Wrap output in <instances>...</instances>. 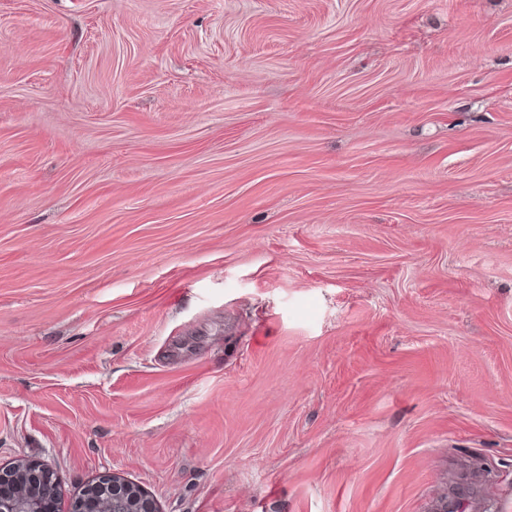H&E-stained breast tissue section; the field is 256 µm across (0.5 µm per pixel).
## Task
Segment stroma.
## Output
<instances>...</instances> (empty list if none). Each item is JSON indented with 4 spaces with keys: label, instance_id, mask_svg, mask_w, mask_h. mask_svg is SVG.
<instances>
[{
    "label": "stroma",
    "instance_id": "obj_1",
    "mask_svg": "<svg viewBox=\"0 0 512 512\" xmlns=\"http://www.w3.org/2000/svg\"><path fill=\"white\" fill-rule=\"evenodd\" d=\"M161 512H512V0H0V466ZM112 493L97 496V487L89 486L84 493L73 499L68 512H160L156 502L141 487L118 473L112 474Z\"/></svg>",
    "mask_w": 512,
    "mask_h": 512
}]
</instances>
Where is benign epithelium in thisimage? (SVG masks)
<instances>
[{
	"mask_svg": "<svg viewBox=\"0 0 512 512\" xmlns=\"http://www.w3.org/2000/svg\"><path fill=\"white\" fill-rule=\"evenodd\" d=\"M112 493L97 496L90 486L63 510V493L51 467L21 463L0 468V512H160L141 487L118 473L112 474Z\"/></svg>",
	"mask_w": 512,
	"mask_h": 512,
	"instance_id": "benign-epithelium-1",
	"label": "benign epithelium"
}]
</instances>
